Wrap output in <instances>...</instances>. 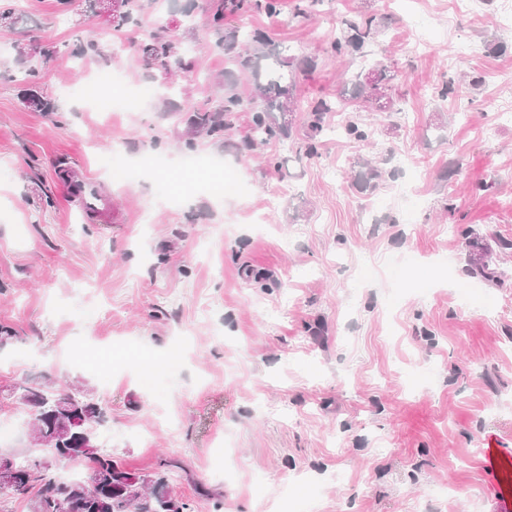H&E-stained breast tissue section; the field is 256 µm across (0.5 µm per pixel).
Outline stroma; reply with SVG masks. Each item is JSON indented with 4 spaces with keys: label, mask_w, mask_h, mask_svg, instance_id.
Here are the masks:
<instances>
[{
    "label": "stroma",
    "mask_w": 512,
    "mask_h": 512,
    "mask_svg": "<svg viewBox=\"0 0 512 512\" xmlns=\"http://www.w3.org/2000/svg\"><path fill=\"white\" fill-rule=\"evenodd\" d=\"M220 2L140 0L117 31L86 0H27L0 27V325L16 334L0 386L81 381L114 458L165 471L190 512H494L482 450L512 462V250L501 285L468 268L474 242L512 240V122L496 118L512 110V28L494 0H315L304 15L278 0L219 28ZM366 16L367 60L332 58L342 22ZM231 28L313 59L302 102L390 62L392 106L359 112L368 140L332 135L311 158L297 113L251 156L230 147L248 114L227 139L189 134L183 112L219 102L217 79L253 95ZM161 29L191 69L144 68ZM20 39L58 48L39 85L56 113L23 105ZM146 83L151 102L124 107ZM73 168L111 192V223L69 201ZM228 174L244 192L210 194Z\"/></svg>",
    "instance_id": "1"
}]
</instances>
